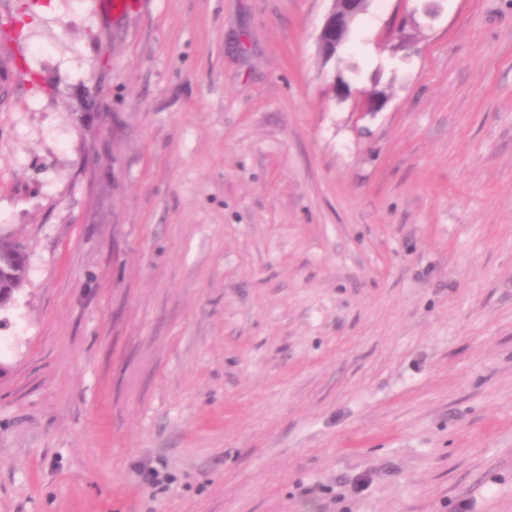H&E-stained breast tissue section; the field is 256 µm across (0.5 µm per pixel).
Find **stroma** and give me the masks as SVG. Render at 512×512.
<instances>
[{
  "label": "stroma",
  "instance_id": "1",
  "mask_svg": "<svg viewBox=\"0 0 512 512\" xmlns=\"http://www.w3.org/2000/svg\"><path fill=\"white\" fill-rule=\"evenodd\" d=\"M132 3L0 0V512H512V0ZM371 0H333V7L320 28L317 45L320 53L331 57L346 41L349 24L365 12ZM15 246V240L0 235V266L10 272L6 285L13 294L24 285L27 276V265L15 262Z\"/></svg>",
  "mask_w": 512,
  "mask_h": 512
}]
</instances>
